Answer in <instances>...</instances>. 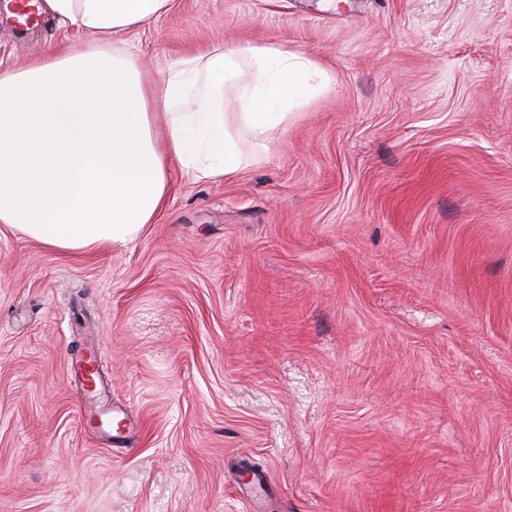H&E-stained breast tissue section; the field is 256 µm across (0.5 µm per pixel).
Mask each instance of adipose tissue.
Wrapping results in <instances>:
<instances>
[{"instance_id":"adipose-tissue-1","label":"adipose tissue","mask_w":512,"mask_h":512,"mask_svg":"<svg viewBox=\"0 0 512 512\" xmlns=\"http://www.w3.org/2000/svg\"><path fill=\"white\" fill-rule=\"evenodd\" d=\"M171 2L45 0V8L110 36L154 21ZM243 73L259 89L237 142L225 88ZM330 81L303 53L253 43L183 56L151 85L120 50L53 52L0 74V224L60 251L125 242L162 208L172 167L202 178L243 169L248 145Z\"/></svg>"}]
</instances>
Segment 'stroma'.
<instances>
[{"instance_id":"1","label":"stroma","mask_w":512,"mask_h":512,"mask_svg":"<svg viewBox=\"0 0 512 512\" xmlns=\"http://www.w3.org/2000/svg\"><path fill=\"white\" fill-rule=\"evenodd\" d=\"M12 10L0 72L256 43L333 82L126 243L0 224V512H512V0H174L107 39Z\"/></svg>"}]
</instances>
